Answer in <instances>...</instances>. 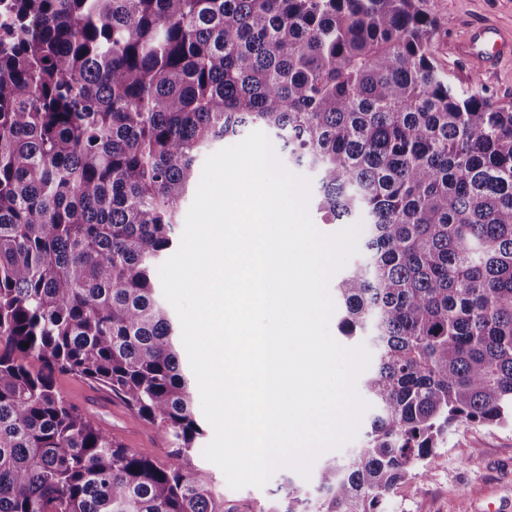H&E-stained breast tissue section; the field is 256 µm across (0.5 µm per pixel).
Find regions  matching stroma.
Wrapping results in <instances>:
<instances>
[{
  "instance_id": "35a3bbf8",
  "label": "stroma",
  "mask_w": 512,
  "mask_h": 512,
  "mask_svg": "<svg viewBox=\"0 0 512 512\" xmlns=\"http://www.w3.org/2000/svg\"><path fill=\"white\" fill-rule=\"evenodd\" d=\"M438 35L433 45L437 66L456 89L469 87L472 65L455 52V44L476 25H492L512 32V0H437L434 12ZM58 391L75 407L89 414L127 446L149 456H161L164 439L136 423L123 403L103 389L70 374H55ZM194 463L217 494L240 507L241 512H266L283 504L280 487L293 483L310 491L315 479L297 469L279 467L263 487L231 489L222 471L204 456ZM512 500V427L452 428L435 456L417 469L405 485L388 494L382 512H485L488 502Z\"/></svg>"
}]
</instances>
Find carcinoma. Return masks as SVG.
Masks as SVG:
<instances>
[{
  "instance_id": "carcinoma-1",
  "label": "carcinoma",
  "mask_w": 512,
  "mask_h": 512,
  "mask_svg": "<svg viewBox=\"0 0 512 512\" xmlns=\"http://www.w3.org/2000/svg\"><path fill=\"white\" fill-rule=\"evenodd\" d=\"M434 0H0V512H237L157 298L201 154L264 127L361 220L363 444L278 512H382L452 427L512 424V110L435 65ZM36 362L40 369L33 370ZM121 401L129 448L53 374ZM54 382L68 402L108 428L112 436L129 448H138L149 456L160 457L163 454V437L158 432L136 423L137 420L125 405L112 399L109 392L93 387L86 380L70 374L56 373Z\"/></svg>"
}]
</instances>
